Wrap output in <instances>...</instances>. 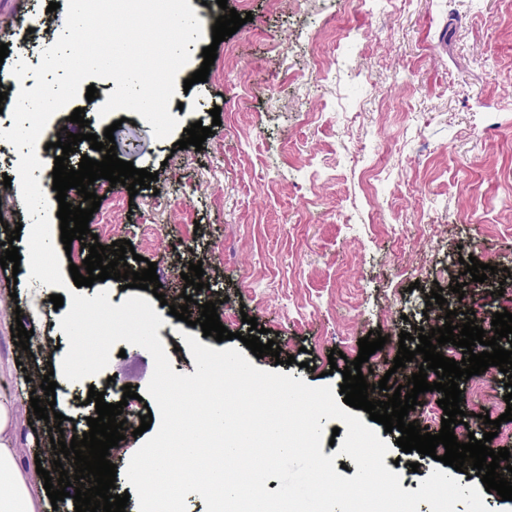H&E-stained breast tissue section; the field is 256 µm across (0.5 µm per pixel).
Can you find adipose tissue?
<instances>
[{
  "label": "adipose tissue",
  "mask_w": 512,
  "mask_h": 512,
  "mask_svg": "<svg viewBox=\"0 0 512 512\" xmlns=\"http://www.w3.org/2000/svg\"><path fill=\"white\" fill-rule=\"evenodd\" d=\"M30 492L13 445V404L0 398V512H41Z\"/></svg>",
  "instance_id": "ef3b65f1"
}]
</instances>
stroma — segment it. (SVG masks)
I'll return each mask as SVG.
<instances>
[{"label":"stroma","mask_w":512,"mask_h":512,"mask_svg":"<svg viewBox=\"0 0 512 512\" xmlns=\"http://www.w3.org/2000/svg\"><path fill=\"white\" fill-rule=\"evenodd\" d=\"M50 0H0V44L28 43L39 64L45 41L65 25L64 9ZM205 37L179 76L201 66L214 18L223 8L252 14L228 37L239 57L226 67L216 58L207 81L177 92L182 127L199 121L220 126L202 151L174 150L173 138L155 139L130 113L114 133L118 158L157 173L137 195L103 188L89 228L102 245L129 240L138 254L132 270L188 269L201 262L206 287L190 312L218 301L220 320L239 334L242 316L274 331L279 357L255 367L340 386L331 350L358 355L369 331L387 336L371 383L407 384L409 371H393L399 334L418 335L426 324L425 296L441 287L452 299L463 258L495 266L485 282L467 283L472 302L512 312L499 296L512 289V0H189ZM402 291L405 305L384 294ZM40 281L0 269V394L14 397L15 452L32 469L50 443L44 420L17 387L28 372L60 364L67 339L62 310L44 302L34 333L40 346L16 347L11 329L28 320ZM158 330L175 372L196 366L183 339L201 338L158 309ZM106 371L71 383L54 374L55 409L63 428L88 431L95 416L89 389L120 402L124 385L144 393L154 363L143 348L125 345ZM392 451L403 489L415 491L436 460L405 453L381 433ZM418 471H411V463Z\"/></svg>","instance_id":"stroma-1"}]
</instances>
